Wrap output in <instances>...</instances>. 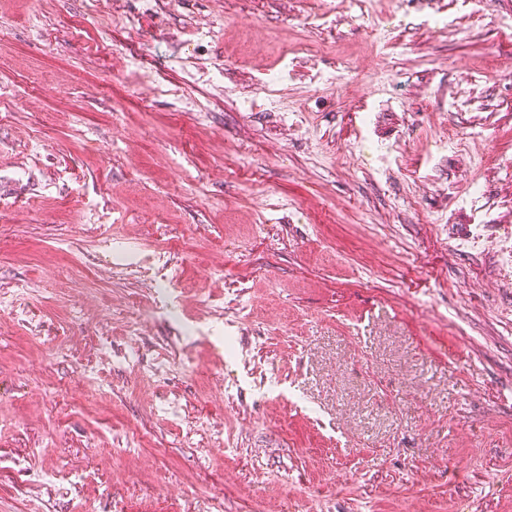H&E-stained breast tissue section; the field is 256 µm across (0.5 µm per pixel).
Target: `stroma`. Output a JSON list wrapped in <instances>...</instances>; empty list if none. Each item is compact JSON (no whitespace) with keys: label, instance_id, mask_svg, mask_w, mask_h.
Returning a JSON list of instances; mask_svg holds the SVG:
<instances>
[{"label":"stroma","instance_id":"stroma-1","mask_svg":"<svg viewBox=\"0 0 512 512\" xmlns=\"http://www.w3.org/2000/svg\"><path fill=\"white\" fill-rule=\"evenodd\" d=\"M0 512H512V0H0Z\"/></svg>","mask_w":512,"mask_h":512}]
</instances>
